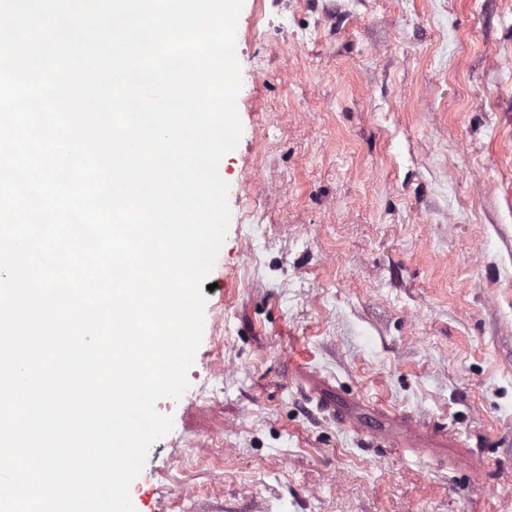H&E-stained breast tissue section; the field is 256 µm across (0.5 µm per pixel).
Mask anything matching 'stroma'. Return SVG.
Listing matches in <instances>:
<instances>
[{
  "mask_svg": "<svg viewBox=\"0 0 512 512\" xmlns=\"http://www.w3.org/2000/svg\"><path fill=\"white\" fill-rule=\"evenodd\" d=\"M236 56L230 225L135 512H512V0H246Z\"/></svg>",
  "mask_w": 512,
  "mask_h": 512,
  "instance_id": "obj_1",
  "label": "stroma"
}]
</instances>
